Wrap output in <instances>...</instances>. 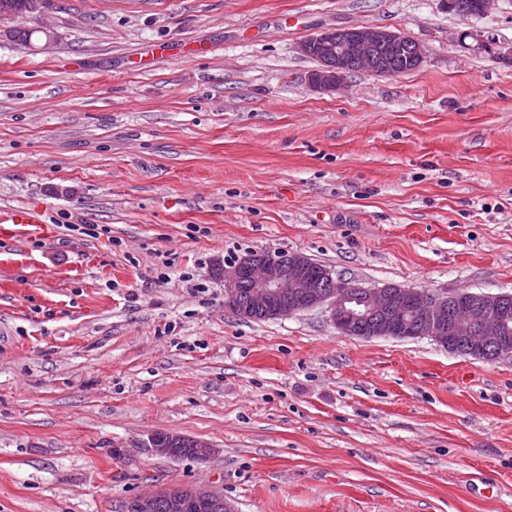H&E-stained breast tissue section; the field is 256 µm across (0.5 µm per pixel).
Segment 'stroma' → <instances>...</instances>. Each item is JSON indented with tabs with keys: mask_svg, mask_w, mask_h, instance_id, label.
Here are the masks:
<instances>
[{
	"mask_svg": "<svg viewBox=\"0 0 512 512\" xmlns=\"http://www.w3.org/2000/svg\"><path fill=\"white\" fill-rule=\"evenodd\" d=\"M15 25L35 34L0 35V216L45 232L0 236L27 274L0 297V512L173 484L232 512H512V360L321 308L242 319L217 274L288 250L366 287L512 294V0H45ZM354 25L424 63L313 90L299 42ZM155 431L216 452L151 455ZM9 228L0 226V233H6L8 236L16 239H28L35 235L43 233V221L39 215L26 209L15 210L9 215L6 222Z\"/></svg>",
	"mask_w": 512,
	"mask_h": 512,
	"instance_id": "stroma-1",
	"label": "stroma"
}]
</instances>
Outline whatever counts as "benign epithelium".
<instances>
[{
	"mask_svg": "<svg viewBox=\"0 0 512 512\" xmlns=\"http://www.w3.org/2000/svg\"><path fill=\"white\" fill-rule=\"evenodd\" d=\"M495 0H478L468 6L448 0V6L460 15L476 10L486 15ZM320 46L325 61L312 70L307 78L309 87L330 92L346 83L343 70L350 60L358 62L364 72L380 77L392 76L391 66L374 54V48L385 46L399 55L408 51V61L419 67L426 58L425 48L404 33L386 27L331 28L311 35L298 44L301 54L307 56ZM314 263L300 252L256 251L241 256L237 262L218 268L224 281V292L233 297L235 289H248L246 303L237 309L239 316L251 319L255 314L280 318L315 308H325L331 322H355L360 319H386L395 315L391 307L393 292L390 286L365 287L351 284L323 270L326 284L309 276ZM417 310L420 327L416 336H427L449 349L450 337L460 336L473 351L491 347L494 359L512 358V341L501 335L504 317L500 311L505 295L500 293H467L466 303L454 310L451 321L444 319L448 302L458 292L434 294L417 288L405 289ZM185 442L182 435L162 431L148 435L140 443L155 456L170 457L173 447ZM206 507L212 512H230L224 496L208 486L187 489L169 485L141 494L125 504V512H197Z\"/></svg>",
	"mask_w": 512,
	"mask_h": 512,
	"instance_id": "obj_1",
	"label": "benign epithelium"
}]
</instances>
